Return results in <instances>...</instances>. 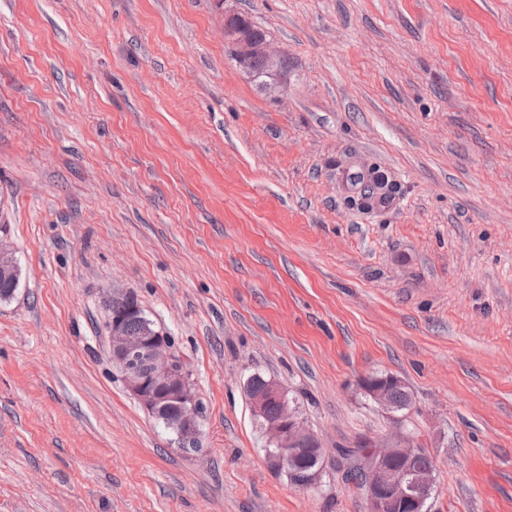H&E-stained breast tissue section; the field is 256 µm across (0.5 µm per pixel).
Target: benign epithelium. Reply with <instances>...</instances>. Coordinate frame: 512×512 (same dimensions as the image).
I'll use <instances>...</instances> for the list:
<instances>
[{
	"instance_id": "1",
	"label": "benign epithelium",
	"mask_w": 512,
	"mask_h": 512,
	"mask_svg": "<svg viewBox=\"0 0 512 512\" xmlns=\"http://www.w3.org/2000/svg\"><path fill=\"white\" fill-rule=\"evenodd\" d=\"M224 37L232 44L239 66L248 77H253L251 65L260 59L273 74L262 89L269 93L284 91L288 64L286 57L269 49L268 41L255 37L243 28L224 26ZM6 231L0 232V279L20 278V267L15 251L7 242ZM128 312L141 318L142 331L133 336L123 318L109 316L112 364L118 369L126 389L146 411L166 420L177 438L178 447L185 453L199 450L198 400L190 383V371L184 360L178 358L172 340L145 318L136 302ZM400 383L394 376H369L363 381L364 392L381 408L392 410L389 391ZM281 402L278 418L263 423L267 444L277 450L274 463L286 468L305 451H313L323 459L324 448L317 435L299 416L296 408L284 399V391L274 383L267 384L250 395L253 412L264 413L271 401ZM370 453L365 462L367 478L363 494L367 512H423L427 498L435 489V474L430 470L414 474L401 462L421 452L412 436L398 432L380 442L369 441Z\"/></svg>"
}]
</instances>
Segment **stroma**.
Wrapping results in <instances>:
<instances>
[{
	"mask_svg": "<svg viewBox=\"0 0 512 512\" xmlns=\"http://www.w3.org/2000/svg\"><path fill=\"white\" fill-rule=\"evenodd\" d=\"M243 15L286 90L224 40ZM396 184L353 205V176ZM0 512H366L340 451L401 430L425 512H512V0H0ZM192 371L199 452L125 389L112 290ZM288 394L319 484L270 471ZM391 374L412 403L363 392ZM224 21V37L232 44L233 53L239 66L243 72L250 78L253 77L251 65L260 59L274 77L265 82L262 86L264 91L269 93H279L284 91L286 85V75L288 64L286 57L274 54L269 49L267 39L255 37L251 32L244 30L242 27L234 28L227 25ZM0 300H7L13 297L17 291V286H13L7 280H15L20 278V267L15 256V251L7 242L8 234L5 227H0ZM266 382L271 381L267 380L260 374L252 375L248 379L246 385L248 397L249 386L252 388H259ZM286 396L288 398L287 394ZM249 399L253 412L262 415L264 413V417L269 418H274L279 414L280 405L275 401H281V411L278 418L264 421L263 417H255L260 426L261 422L264 421L263 427H261L264 430L267 444L270 445H267V448H265L267 462L276 449L277 455L274 458L276 467L288 468V470L283 471L288 480L295 486L300 487V484L304 482L306 473L317 466V463L315 462V455L313 454L314 452L317 459H320L321 462L313 471L307 473L306 480L302 485V488H311L316 486L319 483L322 474L324 448H322V444L317 435L305 425L296 408L292 407L290 403H288L290 398H288V400L284 399V391L275 383H268L261 390L252 392ZM295 458L296 460L292 463ZM400 383V379L394 376H369L363 381V390L381 408L392 411L393 406L399 412L408 409L411 404V396L404 383L391 389Z\"/></svg>",
	"mask_w": 512,
	"mask_h": 512,
	"instance_id": "1",
	"label": "stroma"
}]
</instances>
